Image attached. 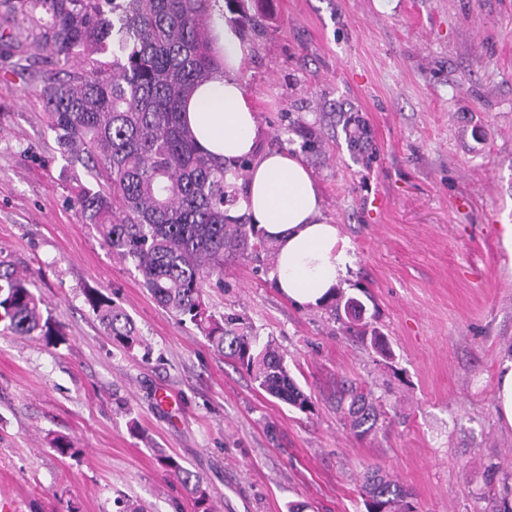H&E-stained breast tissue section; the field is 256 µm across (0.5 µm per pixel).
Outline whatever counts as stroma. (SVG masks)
<instances>
[{
    "label": "stroma",
    "instance_id": "stroma-1",
    "mask_svg": "<svg viewBox=\"0 0 512 512\" xmlns=\"http://www.w3.org/2000/svg\"><path fill=\"white\" fill-rule=\"evenodd\" d=\"M262 10L240 72L260 148L299 152L306 130L320 139L303 160L321 219L353 247L337 295L359 299L361 319L345 331L325 308L295 307L271 261L228 262L207 309L272 340L312 410L259 389L80 218L36 84L1 55L0 257L33 276L64 340L0 335V512H116L121 495L194 512L162 451L203 478L220 512H365L371 466L409 490L415 512H491L512 485V428L495 395L512 361V0ZM346 117L371 162L353 159ZM92 289L129 315L149 355L113 344L85 301ZM350 381L381 408L376 435L355 437L336 410Z\"/></svg>",
    "mask_w": 512,
    "mask_h": 512
}]
</instances>
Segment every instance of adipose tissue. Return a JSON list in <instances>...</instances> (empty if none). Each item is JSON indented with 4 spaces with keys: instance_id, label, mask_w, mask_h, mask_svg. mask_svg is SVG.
<instances>
[{
    "instance_id": "ef3b65f1",
    "label": "adipose tissue",
    "mask_w": 512,
    "mask_h": 512,
    "mask_svg": "<svg viewBox=\"0 0 512 512\" xmlns=\"http://www.w3.org/2000/svg\"><path fill=\"white\" fill-rule=\"evenodd\" d=\"M224 69L200 87L188 104L187 123L197 144L232 163L256 156L240 209L277 246L275 286L296 306L326 303L354 262L337 225L320 219L322 200L302 159L283 150L257 151V115L239 78L249 53L238 31L216 23L212 32Z\"/></svg>"
}]
</instances>
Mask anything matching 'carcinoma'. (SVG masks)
Wrapping results in <instances>:
<instances>
[{
  "label": "carcinoma",
  "instance_id": "cac0c4a2",
  "mask_svg": "<svg viewBox=\"0 0 512 512\" xmlns=\"http://www.w3.org/2000/svg\"><path fill=\"white\" fill-rule=\"evenodd\" d=\"M248 2L0 0V54L17 57L30 79L41 76L39 95L58 150L91 178L72 197L86 223L131 263L158 304L195 324L261 390L308 413L311 398L272 342L260 344L233 313L217 319L203 308L205 288L221 281L226 260L274 254L246 214L227 215L246 193L239 180L251 161L230 168L200 150L183 119L198 87L223 69L215 19L261 26ZM73 58L76 68L68 66ZM33 287L0 260V334L56 345L62 332L43 315ZM86 303L112 343L127 352L140 344L133 321L110 297L92 291ZM336 409L355 436L378 430L372 393L362 386L342 388ZM159 463L193 497L196 512H215L197 473L174 455H160ZM361 491L366 512H414L404 487L378 469L364 474Z\"/></svg>",
  "mask_w": 512,
  "mask_h": 512
}]
</instances>
